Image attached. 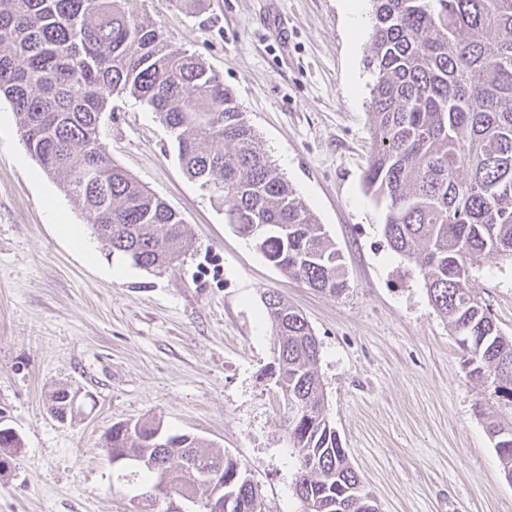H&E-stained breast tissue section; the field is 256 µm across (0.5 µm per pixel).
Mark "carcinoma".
Segmentation results:
<instances>
[{"instance_id": "1", "label": "carcinoma", "mask_w": 512, "mask_h": 512, "mask_svg": "<svg viewBox=\"0 0 512 512\" xmlns=\"http://www.w3.org/2000/svg\"><path fill=\"white\" fill-rule=\"evenodd\" d=\"M373 3L374 149L364 186L387 209L390 248L420 268L469 377L490 383L512 410V336L470 286L484 258H512V0ZM0 95L31 156L131 265L169 267L190 231L105 152L100 119L114 96L159 115L186 175L211 185L225 223L283 276L330 296L347 288L340 251L271 161L233 91L126 0H0ZM262 303L276 340V383L302 406L288 422L298 497L311 512H378L326 420L312 327L274 290ZM66 395L64 387L51 392V415L63 416ZM488 427L502 473L512 477V422L495 418ZM104 447L114 459L143 458L131 475L144 482L170 472L176 496L193 492L180 481L181 465L214 468L217 497L234 495L235 512H260L247 470L199 437L166 433L154 419L120 421Z\"/></svg>"}]
</instances>
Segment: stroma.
Wrapping results in <instances>:
<instances>
[{"label":"stroma","mask_w":512,"mask_h":512,"mask_svg":"<svg viewBox=\"0 0 512 512\" xmlns=\"http://www.w3.org/2000/svg\"><path fill=\"white\" fill-rule=\"evenodd\" d=\"M199 56L343 256L329 296L285 278L224 222L182 170L155 112L113 98L101 139L115 164L188 224L181 260L147 272L93 234L90 218L26 150L0 98V418L24 440L0 469V512H134L138 489L107 460L113 423L154 418L246 467L261 512H304L297 456L271 377L261 297L278 291L312 326L328 417L380 512H512L486 425L500 412L472 380L421 272L389 247L363 176L373 148L372 12L352 39L341 0H128ZM80 227L83 247L58 229ZM470 285L512 335V259ZM78 389L62 424L49 391Z\"/></svg>","instance_id":"stroma-1"}]
</instances>
